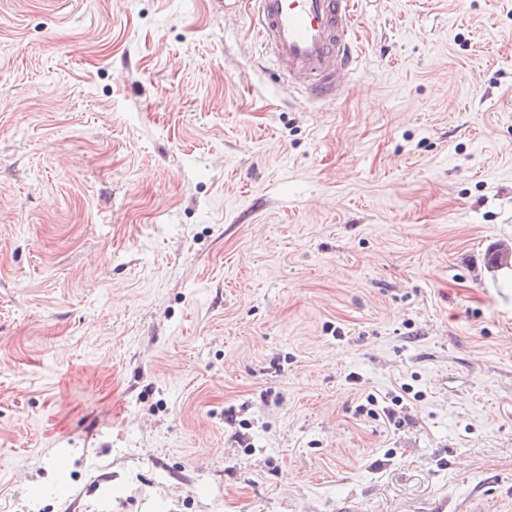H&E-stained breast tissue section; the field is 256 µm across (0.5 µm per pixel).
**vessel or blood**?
I'll list each match as a JSON object with an SVG mask.
<instances>
[{
	"instance_id": "vessel-or-blood-1",
	"label": "vessel or blood",
	"mask_w": 512,
	"mask_h": 512,
	"mask_svg": "<svg viewBox=\"0 0 512 512\" xmlns=\"http://www.w3.org/2000/svg\"><path fill=\"white\" fill-rule=\"evenodd\" d=\"M248 11L262 48L290 82L316 99L342 93L357 62L356 0H250Z\"/></svg>"
}]
</instances>
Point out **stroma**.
I'll return each mask as SVG.
<instances>
[{
    "label": "stroma",
    "mask_w": 512,
    "mask_h": 512,
    "mask_svg": "<svg viewBox=\"0 0 512 512\" xmlns=\"http://www.w3.org/2000/svg\"><path fill=\"white\" fill-rule=\"evenodd\" d=\"M356 14L0 0V512H512V0ZM252 29L288 81L316 99L338 96L357 63L355 0H251Z\"/></svg>",
    "instance_id": "obj_1"
}]
</instances>
